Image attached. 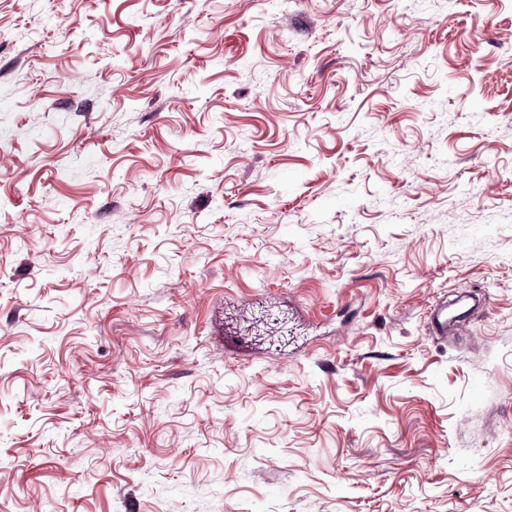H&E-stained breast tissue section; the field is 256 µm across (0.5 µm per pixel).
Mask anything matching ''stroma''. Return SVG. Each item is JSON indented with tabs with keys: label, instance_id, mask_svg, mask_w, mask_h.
<instances>
[{
	"label": "stroma",
	"instance_id": "1",
	"mask_svg": "<svg viewBox=\"0 0 512 512\" xmlns=\"http://www.w3.org/2000/svg\"><path fill=\"white\" fill-rule=\"evenodd\" d=\"M0 512H512V0H0Z\"/></svg>",
	"mask_w": 512,
	"mask_h": 512
}]
</instances>
